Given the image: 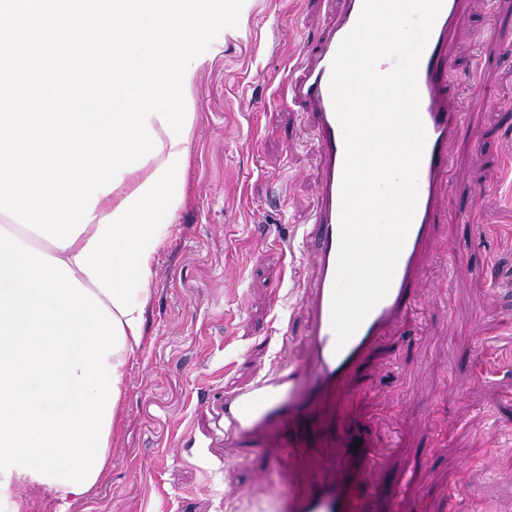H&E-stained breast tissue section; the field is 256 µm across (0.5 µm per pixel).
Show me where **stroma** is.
<instances>
[{
    "instance_id": "35a3bbf8",
    "label": "stroma",
    "mask_w": 512,
    "mask_h": 512,
    "mask_svg": "<svg viewBox=\"0 0 512 512\" xmlns=\"http://www.w3.org/2000/svg\"><path fill=\"white\" fill-rule=\"evenodd\" d=\"M339 10L249 0L220 34L110 467L76 502L19 488L25 512H274L283 489L266 455L225 444L217 416L225 389L306 359L302 233L319 149L309 114L274 101ZM449 48V95L469 121L448 146L426 285L354 372L346 413L303 433L315 464L332 442L369 445L371 512L396 499L403 512H512V0H462Z\"/></svg>"
}]
</instances>
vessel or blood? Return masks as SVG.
Segmentation results:
<instances>
[{
	"label": "vessel or blood",
	"instance_id": "obj_1",
	"mask_svg": "<svg viewBox=\"0 0 512 512\" xmlns=\"http://www.w3.org/2000/svg\"><path fill=\"white\" fill-rule=\"evenodd\" d=\"M341 3L338 21L306 63L297 65L288 92L280 99L285 107H306L320 148L317 208L306 230L307 237L314 240L309 260L315 276L301 298L308 322V357L303 371L280 368L250 386L225 393L222 403L225 440L287 458L281 476L292 489L283 512H369L367 498L356 490L368 467L354 465L345 445L324 457L309 490L296 489L298 473L309 464L308 450L296 431L307 419H320L325 411L343 412L351 399L345 388L349 375L373 352L381 336L403 325L435 249L436 217L450 188L448 145L463 123L462 112L448 96V76L454 65L448 53V33L456 22L459 0H443L418 69L420 114L427 141L415 214L387 295L344 347H337L331 301L340 249L344 144L329 79L334 56L356 24L362 0Z\"/></svg>",
	"mask_w": 512,
	"mask_h": 512
}]
</instances>
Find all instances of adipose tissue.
Instances as JSON below:
<instances>
[{
	"mask_svg": "<svg viewBox=\"0 0 512 512\" xmlns=\"http://www.w3.org/2000/svg\"><path fill=\"white\" fill-rule=\"evenodd\" d=\"M190 145L163 147L100 197L67 248L22 243L0 213V502L17 487L79 500L109 465L126 368L145 333L164 230L186 202Z\"/></svg>",
	"mask_w": 512,
	"mask_h": 512,
	"instance_id": "obj_1",
	"label": "adipose tissue"
}]
</instances>
